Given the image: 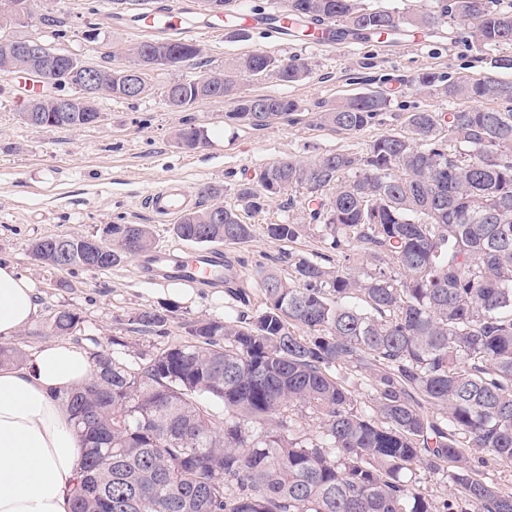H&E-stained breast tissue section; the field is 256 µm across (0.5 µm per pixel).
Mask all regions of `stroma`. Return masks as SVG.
Returning <instances> with one entry per match:
<instances>
[{"instance_id":"stroma-1","label":"stroma","mask_w":512,"mask_h":512,"mask_svg":"<svg viewBox=\"0 0 512 512\" xmlns=\"http://www.w3.org/2000/svg\"><path fill=\"white\" fill-rule=\"evenodd\" d=\"M43 4L56 22L30 27V35L89 64L102 63L108 52L112 65H127L130 48L146 40L139 31L111 21V14L129 11L131 4L126 2L43 0ZM92 24L99 28L93 44L84 38ZM197 46L199 56L183 68L151 72V89L140 97L101 98V120L76 130L26 126L19 112L27 96L17 85V75L0 76V263L14 264L34 283L39 305L35 324L11 339L26 355H35L52 342L50 318L69 308L81 317L70 344L86 349L95 342L108 349L117 338L125 342L130 355L149 356L185 341L188 322L254 316L264 302L260 277L269 271L290 276V258L334 254L321 226L310 223L304 208L306 191L300 187L269 200L261 210L241 211L243 222L252 227V237L225 247L224 254L239 270L237 286L247 293L243 301L222 286L179 288L162 279H147L140 272L139 256L105 271L54 268L31 255V242L69 234L98 236L110 224H146L156 249H174L183 256L196 252V244L177 238L172 222L157 221L145 205L148 192L164 180L179 181L195 192L204 186L216 188L225 206L234 207L240 185L256 183L261 170L279 160L309 162L330 153L363 152L380 136L404 132L406 114L416 106L442 114L462 109V102L419 88L415 78L423 71L454 80L493 74L512 81V70L490 68L491 60L512 56V42L473 43L463 26L448 17L436 33L413 37L369 41L346 37L315 47L294 28L281 40L267 39L257 31L238 38L226 30L206 35ZM253 52L308 64L309 74L294 83L281 82L272 73L242 82L249 94L298 101L300 112L255 130L225 121V112L232 108L227 101H207L186 111L165 103L163 90L170 82L199 77ZM369 88L389 99L373 125L346 134L321 123L320 106ZM189 123L204 128L207 135L206 144L195 150L178 148L173 140L175 131ZM288 223L301 227L294 241L267 235V225ZM145 308H168L172 314L165 326L143 333L134 330L128 319Z\"/></svg>"}]
</instances>
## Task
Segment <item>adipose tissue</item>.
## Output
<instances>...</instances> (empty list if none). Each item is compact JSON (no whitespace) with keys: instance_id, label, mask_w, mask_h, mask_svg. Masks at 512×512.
<instances>
[{"instance_id":"adipose-tissue-1","label":"adipose tissue","mask_w":512,"mask_h":512,"mask_svg":"<svg viewBox=\"0 0 512 512\" xmlns=\"http://www.w3.org/2000/svg\"><path fill=\"white\" fill-rule=\"evenodd\" d=\"M38 312L33 282L0 263V339L33 325ZM91 374L86 351L68 343L0 367V512H71L82 442L63 396Z\"/></svg>"}]
</instances>
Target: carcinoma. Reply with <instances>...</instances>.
<instances>
[{
  "label": "carcinoma",
  "mask_w": 512,
  "mask_h": 512,
  "mask_svg": "<svg viewBox=\"0 0 512 512\" xmlns=\"http://www.w3.org/2000/svg\"><path fill=\"white\" fill-rule=\"evenodd\" d=\"M288 20L338 23L333 37L412 35L438 17L467 27L479 45L512 41V11L485 0H437L438 14H395L364 0H286ZM35 0H0V72L21 29L51 24ZM166 47L190 58L191 42H144L139 52ZM51 86L73 89L64 63ZM98 83L115 87L112 66H91ZM274 73L287 83L309 73L263 52L164 90L180 111L208 100L233 104L227 117L255 129L287 118L300 105L286 97L247 94L241 79ZM416 84L469 106L444 117L408 113L406 133L384 135L362 154L337 152L309 163L282 159L264 168L259 188L239 190L240 207L258 210L295 186L309 193L307 216L322 225L336 266L307 258L293 278L273 272L259 283L264 307L251 318L198 319L188 339L129 361L115 351L91 353L92 376L66 396L83 443L71 512H512V492L480 474L491 458L512 463V81L445 79L424 71ZM497 100L501 110L479 106ZM388 106L363 93L324 107L320 119L355 134ZM33 107L44 116L31 127L78 129L59 117L48 96ZM448 124V137L440 135ZM186 150L206 141L203 130L178 129ZM348 174L351 179L340 180ZM335 192L324 195L327 186ZM216 202L187 210L173 225L178 238L234 244L252 236L237 208ZM269 237L291 241L297 224H270ZM84 235L49 237L31 254L55 268L104 271L149 253L147 224H114L112 241L93 260ZM371 269H356L357 256ZM168 314L143 309L131 324L150 332ZM81 323L70 309L51 317L55 335ZM300 325L309 335L292 330ZM368 377L369 401L353 392ZM318 420L313 437L296 436L293 411ZM447 480L435 501L417 472Z\"/></svg>",
  "instance_id": "1"
}]
</instances>
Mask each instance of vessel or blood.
Instances as JSON below:
<instances>
[{"instance_id": "b4317fda", "label": "vessel or blood", "mask_w": 512, "mask_h": 512, "mask_svg": "<svg viewBox=\"0 0 512 512\" xmlns=\"http://www.w3.org/2000/svg\"><path fill=\"white\" fill-rule=\"evenodd\" d=\"M190 11L188 0H165L164 4L149 11L128 13L127 19L135 29L158 39L171 35L186 37L195 33L186 21ZM237 18L240 25L262 29L264 35L275 39L287 27L285 19L264 24L257 15L248 11L238 12ZM192 202V194L172 180L165 181L147 196L152 212L168 220L189 210ZM148 265L163 272L171 281L202 286H218L224 279L236 275L234 268L225 266L224 254L220 251H201L181 258L173 250H160L153 254Z\"/></svg>"}]
</instances>
